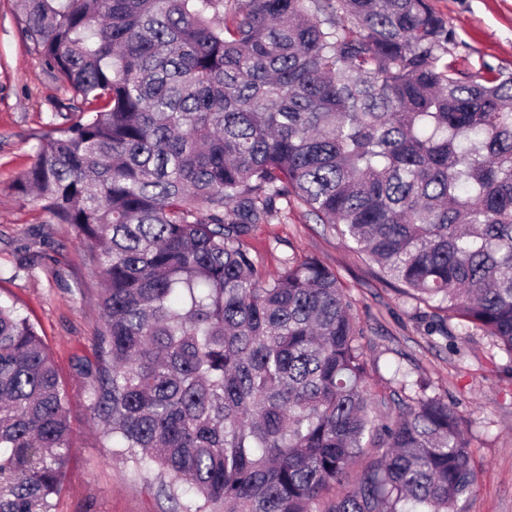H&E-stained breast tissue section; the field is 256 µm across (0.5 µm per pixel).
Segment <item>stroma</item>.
<instances>
[{
  "instance_id": "35a3bbf8",
  "label": "stroma",
  "mask_w": 512,
  "mask_h": 512,
  "mask_svg": "<svg viewBox=\"0 0 512 512\" xmlns=\"http://www.w3.org/2000/svg\"><path fill=\"white\" fill-rule=\"evenodd\" d=\"M455 40L448 60L474 76L512 74V0H429ZM64 93L21 31L15 0H0V302L15 305L44 338L70 397L73 453L54 512H171L166 478L113 454L91 417L87 378L78 363L95 361L101 325L99 273L68 224L52 220L41 200L19 194L17 179L50 128ZM249 244L262 269L277 273L285 258L313 256L336 271L365 329L364 351L374 388H390L395 368L409 384L447 397L466 422L475 491L458 512H512V360L482 332L456 336L460 354L425 335L414 301L379 282L371 263L306 207L294 205L279 224L257 225Z\"/></svg>"
}]
</instances>
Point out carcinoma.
<instances>
[{"instance_id":"carcinoma-1","label":"carcinoma","mask_w":512,"mask_h":512,"mask_svg":"<svg viewBox=\"0 0 512 512\" xmlns=\"http://www.w3.org/2000/svg\"><path fill=\"white\" fill-rule=\"evenodd\" d=\"M76 114L18 193L101 274L88 409L171 512H455L477 484L442 396L375 391L336 272L271 276L254 226L303 204L424 331L512 359V75L445 60L429 0H20ZM233 211L234 221L225 222ZM70 398L0 303V512H53Z\"/></svg>"}]
</instances>
